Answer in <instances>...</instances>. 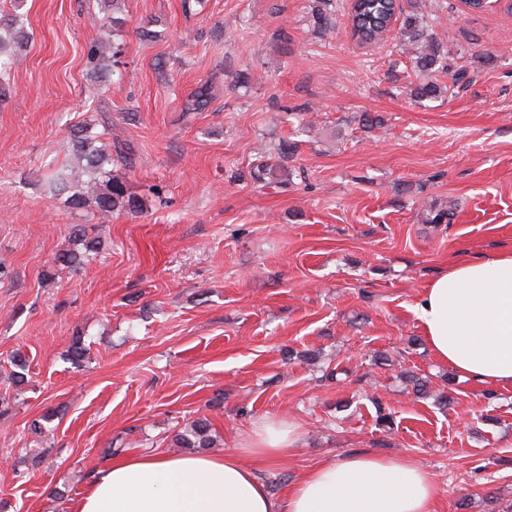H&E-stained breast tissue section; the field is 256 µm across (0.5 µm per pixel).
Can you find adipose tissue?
<instances>
[{"label":"adipose tissue","mask_w":512,"mask_h":512,"mask_svg":"<svg viewBox=\"0 0 512 512\" xmlns=\"http://www.w3.org/2000/svg\"><path fill=\"white\" fill-rule=\"evenodd\" d=\"M415 315L435 358L472 382L512 387V249L474 256L422 289ZM295 431L262 423L249 452L282 459ZM437 485L405 458L353 453L328 459L281 495L239 451L118 457L93 476L71 512H435Z\"/></svg>","instance_id":"obj_1"}]
</instances>
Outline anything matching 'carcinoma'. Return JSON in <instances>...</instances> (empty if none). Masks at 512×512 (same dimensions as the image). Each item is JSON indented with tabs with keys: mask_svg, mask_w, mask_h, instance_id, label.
I'll return each mask as SVG.
<instances>
[{
	"mask_svg": "<svg viewBox=\"0 0 512 512\" xmlns=\"http://www.w3.org/2000/svg\"><path fill=\"white\" fill-rule=\"evenodd\" d=\"M331 0H311L309 18L314 29L325 33L336 27V20L328 11ZM25 0H11V12L0 17V74L9 71L19 60V52L29 40V34L22 23L21 10ZM399 10L393 0H351L349 32L359 43L369 44L380 40L391 25V19ZM402 52L410 54L414 80L409 82L407 92L418 102L434 101L441 98L447 88L435 81V74L448 69V56L442 45L427 30L425 15L413 8L404 16L399 27ZM118 54L109 41L98 40L89 45L86 53V66L90 77L106 80L112 73V59ZM220 93L217 78L205 81L186 100L185 112H204ZM292 145L284 142L274 147L278 161L262 163L251 170V178L266 185H288L293 170L284 164ZM73 161L57 170L44 174L56 191L66 196L72 209L87 212L91 218L104 224L112 214L121 211H134L138 200L132 195L124 181V176L112 171L115 159L125 158L122 150L112 151L100 134H92L88 128H78L72 138ZM426 222L448 224L454 213L448 208L429 205ZM102 241L97 237L78 230L73 233L70 248L60 251L56 262L67 268H77L84 259L99 252ZM414 393L421 397H434L437 404L444 407L452 404L451 395L430 390V382L412 372L401 371ZM176 442L182 448H209L214 442L210 433V423L206 418H198L185 424L177 435Z\"/></svg>",
	"mask_w": 512,
	"mask_h": 512,
	"instance_id": "cac0c4a2",
	"label": "carcinoma"
}]
</instances>
